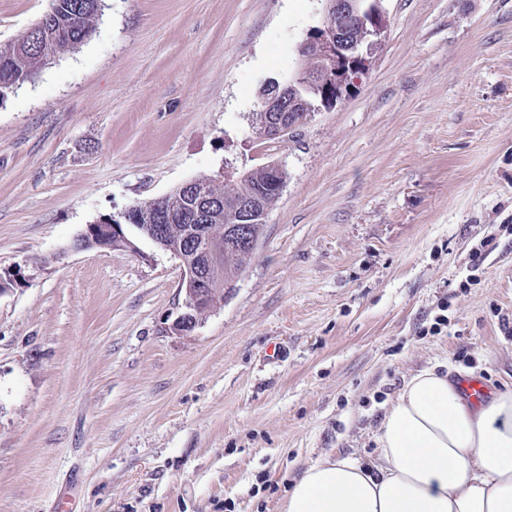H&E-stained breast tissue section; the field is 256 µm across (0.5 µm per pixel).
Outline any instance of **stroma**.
<instances>
[{
	"label": "stroma",
	"mask_w": 512,
	"mask_h": 512,
	"mask_svg": "<svg viewBox=\"0 0 512 512\" xmlns=\"http://www.w3.org/2000/svg\"><path fill=\"white\" fill-rule=\"evenodd\" d=\"M50 6L0 0V42ZM324 7L104 0L0 104V512H282L307 465L375 460L415 372L512 388V0H381L352 92L263 139L258 92ZM270 160L263 238L193 331L178 257L131 226L72 247Z\"/></svg>",
	"instance_id": "1"
}]
</instances>
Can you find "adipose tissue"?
I'll list each match as a JSON object with an SVG mask.
<instances>
[{"instance_id": "adipose-tissue-1", "label": "adipose tissue", "mask_w": 512, "mask_h": 512, "mask_svg": "<svg viewBox=\"0 0 512 512\" xmlns=\"http://www.w3.org/2000/svg\"><path fill=\"white\" fill-rule=\"evenodd\" d=\"M379 456L307 467L283 512H512V391L472 406L447 374L412 376L387 409Z\"/></svg>"}]
</instances>
